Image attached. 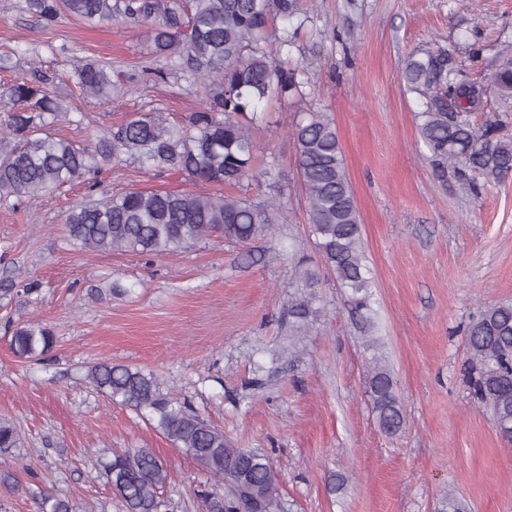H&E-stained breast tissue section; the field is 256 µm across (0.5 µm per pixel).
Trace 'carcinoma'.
<instances>
[{"label":"carcinoma","mask_w":512,"mask_h":512,"mask_svg":"<svg viewBox=\"0 0 512 512\" xmlns=\"http://www.w3.org/2000/svg\"><path fill=\"white\" fill-rule=\"evenodd\" d=\"M45 23L67 14L87 23L133 21L149 25L150 52L172 69L208 86L205 107L178 124L140 115L79 146L51 136L45 127L60 112L40 76L11 85L3 95L9 108L13 145L0 154V199H35L48 190L97 171L103 163L134 156L150 168L174 170L198 182L256 183L271 168L254 167L260 144L254 136L265 118L260 106L273 97L302 95L301 71L284 67L283 51L295 41L289 22L303 0H27ZM84 91L112 96V68L89 61L74 71ZM401 78L423 100L419 135L430 152L435 176H453L476 190L512 176V135L488 121L477 127L471 115L486 89L468 82L447 49L417 48L408 53ZM486 83L512 91V59L501 63ZM307 202V223L324 265L344 291L368 347L374 346L372 277L361 244L360 213L346 170L336 127L322 112H304L292 128ZM274 204L244 197L195 191L134 190L73 208L67 237L98 252L159 256L214 232L245 243L272 234ZM295 327L317 319L312 301L289 299ZM49 328L31 321L16 327L10 346L24 359L40 361L53 347ZM469 383L488 408L499 434L512 442V304L483 307L467 330ZM87 377L112 402L134 408L175 447L182 448L221 485L202 494L208 512H283L279 473L269 458L236 448L224 431L205 422L186 403L161 392L153 374L121 364L97 363ZM367 393L379 427L398 434L405 419L389 368L374 358ZM18 434L0 421V451L16 447ZM106 482L122 512H162L169 472L150 448L115 453L102 464ZM37 512H73L68 499L50 493L36 500Z\"/></svg>","instance_id":"obj_1"}]
</instances>
